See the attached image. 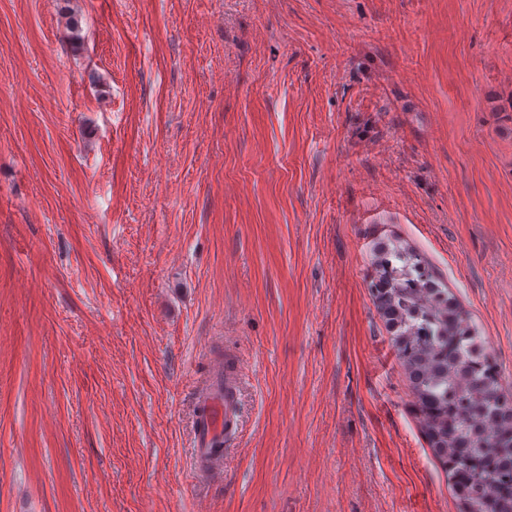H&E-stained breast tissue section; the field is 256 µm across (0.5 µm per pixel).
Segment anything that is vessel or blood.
<instances>
[{
  "mask_svg": "<svg viewBox=\"0 0 512 512\" xmlns=\"http://www.w3.org/2000/svg\"><path fill=\"white\" fill-rule=\"evenodd\" d=\"M240 369L233 361L213 371L207 393L196 403L193 454L201 470L224 457L222 443L236 423Z\"/></svg>",
  "mask_w": 512,
  "mask_h": 512,
  "instance_id": "b4317fda",
  "label": "vessel or blood"
}]
</instances>
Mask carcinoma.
<instances>
[{
    "instance_id": "carcinoma-1",
    "label": "carcinoma",
    "mask_w": 512,
    "mask_h": 512,
    "mask_svg": "<svg viewBox=\"0 0 512 512\" xmlns=\"http://www.w3.org/2000/svg\"><path fill=\"white\" fill-rule=\"evenodd\" d=\"M370 289L459 512H512V394L425 254L377 243Z\"/></svg>"
}]
</instances>
